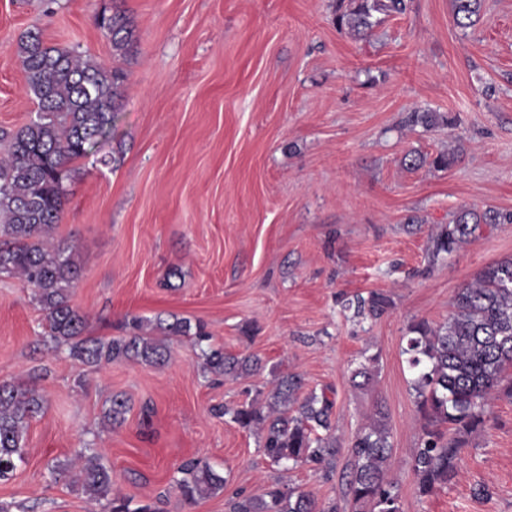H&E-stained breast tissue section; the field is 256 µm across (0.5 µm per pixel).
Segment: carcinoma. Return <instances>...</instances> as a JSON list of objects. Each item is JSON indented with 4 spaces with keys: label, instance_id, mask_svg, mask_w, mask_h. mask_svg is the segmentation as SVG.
<instances>
[{
    "label": "carcinoma",
    "instance_id": "carcinoma-1",
    "mask_svg": "<svg viewBox=\"0 0 512 512\" xmlns=\"http://www.w3.org/2000/svg\"><path fill=\"white\" fill-rule=\"evenodd\" d=\"M351 7L336 16L338 28L362 38L382 17L406 10L405 0H350ZM457 26L467 28L480 16L482 0H451ZM112 49L128 53L134 32L121 12L102 17ZM26 73V90L38 105L36 116L15 133L0 157V274L19 275L34 290L45 312L49 336L56 346L84 365L133 361L151 367L166 365L170 344L144 334L143 320L128 319L126 334L110 340L84 335L86 318L70 303L71 289L81 268L73 254L55 242L66 203L65 167L88 156L106 138L115 121L116 100L123 73L67 48L49 46L41 34L29 31L16 45ZM408 122L429 130L447 118L428 111L410 113ZM512 224V211L461 208L431 237L429 258L436 263L485 230ZM391 306L388 296L372 293L343 302L357 317L376 319ZM448 320L431 325L419 321L409 327L406 347L411 388L424 423L420 447L412 463L419 493L427 495L451 480L460 461L462 443L443 427L472 432L484 423L489 400L502 390V372L512 364V258L482 269L474 281L452 299ZM156 329L180 336L190 329L182 320L157 322ZM211 373L239 377L261 369L256 355L204 353ZM304 379L283 374L261 405L255 398L235 408H213L217 415L246 431L260 434L259 449L273 465H310L326 473L336 460L333 430L334 401L326 393H303ZM43 409L37 390L22 383H0V481L11 479L24 461V434ZM130 410L121 395L112 397L108 418L122 424ZM379 419L356 432L349 445L351 471L345 495L371 512H401L399 494L386 475L391 455L389 432ZM84 465L77 484L88 499L108 500L110 512H154L149 504L130 508L132 499L113 493L112 468L97 454L77 451ZM175 485L189 503L224 488L226 478L205 460L193 459L178 468ZM228 512H338L335 504L321 505L310 494L286 485L271 486L260 495L237 493Z\"/></svg>",
    "mask_w": 512,
    "mask_h": 512
}]
</instances>
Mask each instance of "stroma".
Returning a JSON list of instances; mask_svg holds the SVG:
<instances>
[{
	"label": "stroma",
	"mask_w": 512,
	"mask_h": 512,
	"mask_svg": "<svg viewBox=\"0 0 512 512\" xmlns=\"http://www.w3.org/2000/svg\"><path fill=\"white\" fill-rule=\"evenodd\" d=\"M116 10L135 36L120 57L98 24ZM31 30L126 76L111 136L66 167L55 232L82 269L71 303L87 335H122L134 316L149 334L155 321L179 319L262 368L213 380L191 334L172 338L162 367L85 366L54 348L32 289L1 274L0 382L34 386L44 411L0 502L11 512H109L51 476L86 445L121 494L159 512H227L236 492L258 495L276 481L363 512L343 494L349 444L380 407L402 512H512V397L503 393L481 428L461 434L457 475L419 495L420 418L402 353L412 323L445 322L459 288L512 258V224H502L428 262L431 232L459 207L512 210V0H483L467 29L451 0H407L405 14L363 38L337 27L336 0H0V130L37 110L15 52ZM416 110L449 122L411 127ZM454 147L464 152L454 167L431 165ZM410 152L427 164L406 167ZM412 216L421 229L407 226ZM373 292L392 301L379 319L343 309ZM365 363L371 377L354 385ZM286 373L335 401L332 474L270 465L256 433L212 412ZM116 394L130 404L117 426L105 417ZM192 458L228 483L190 504L174 479Z\"/></svg>",
	"instance_id": "1"
}]
</instances>
